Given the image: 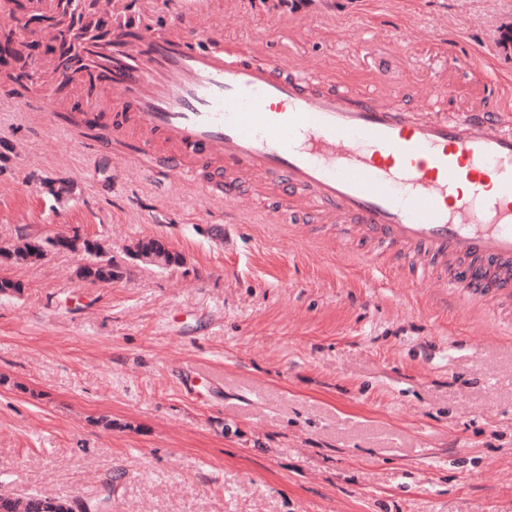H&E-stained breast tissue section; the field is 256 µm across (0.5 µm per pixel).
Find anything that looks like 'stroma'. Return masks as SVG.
Here are the masks:
<instances>
[{"mask_svg": "<svg viewBox=\"0 0 512 512\" xmlns=\"http://www.w3.org/2000/svg\"><path fill=\"white\" fill-rule=\"evenodd\" d=\"M224 40L339 74L407 110L512 75V0H239ZM472 58L462 70L458 57ZM0 109V247L78 232L83 254L0 261V495L107 498L106 512H512V308L417 288L402 262L316 216L207 195ZM181 254L158 269L138 240ZM84 248L87 259H91L94 262L104 264L103 268H98L94 272L88 270L87 268H83L79 270V274L83 278H89L91 276L94 277L93 281H98L101 283H109L112 280L121 277L122 272L117 268L114 270V266L112 265L111 258H105V248L97 240L84 239L82 244Z\"/></svg>", "mask_w": 512, "mask_h": 512, "instance_id": "obj_1", "label": "stroma"}]
</instances>
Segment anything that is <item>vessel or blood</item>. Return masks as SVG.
Returning a JSON list of instances; mask_svg holds the SVG:
<instances>
[{
  "label": "vessel or blood",
  "instance_id": "1",
  "mask_svg": "<svg viewBox=\"0 0 512 512\" xmlns=\"http://www.w3.org/2000/svg\"><path fill=\"white\" fill-rule=\"evenodd\" d=\"M82 0H28L40 36L65 43L43 71L54 84L0 83L14 105L53 98L58 118L97 114L82 138L111 137L149 172L178 168L204 189L259 193L295 216L320 211L338 232L399 255L411 284L445 292L493 286L512 300V80L488 81L480 106L440 95L443 115L339 91L333 76L283 72L224 47V21L193 22L182 0L167 28L126 0H100L97 31ZM124 93L112 97L113 86Z\"/></svg>",
  "mask_w": 512,
  "mask_h": 512
}]
</instances>
